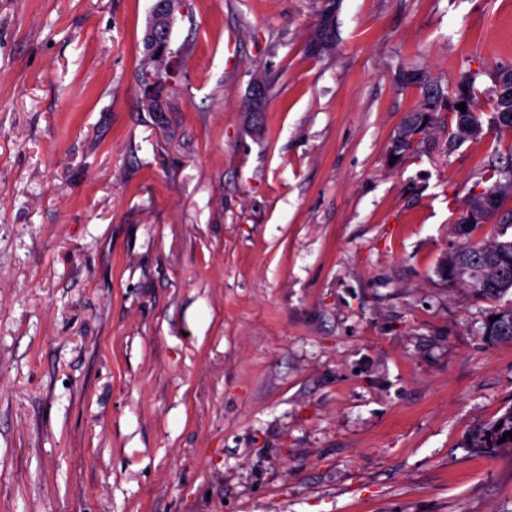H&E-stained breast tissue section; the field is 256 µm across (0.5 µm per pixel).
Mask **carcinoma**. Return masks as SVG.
I'll return each mask as SVG.
<instances>
[{
	"label": "carcinoma",
	"instance_id": "cac0c4a2",
	"mask_svg": "<svg viewBox=\"0 0 512 512\" xmlns=\"http://www.w3.org/2000/svg\"><path fill=\"white\" fill-rule=\"evenodd\" d=\"M336 13V0H324L322 12L315 33L311 37L307 51L312 55H321L333 45V24ZM149 37L143 38L144 59L137 70L138 84L146 81V70L157 68L160 63L153 59L149 47ZM505 73L501 72L495 79V85L489 89L493 100L492 113L489 120H483V113L476 107V89L474 76L461 77L455 87L444 91L432 82L425 71L414 66L401 70V79L406 85H415L421 90L419 106L407 117L404 125L411 133L419 135L414 141L402 138L400 132L392 137V153L402 157L409 152L418 150L433 129L435 113L444 109L456 117L455 126L448 129V146L461 142L460 125L470 121L477 126H488L500 136H512V120L500 122L498 115L506 107H512V99L500 95L498 83L503 81ZM466 102L471 111H458L457 104ZM504 181H498L488 189L492 202L488 213L498 212L508 196H512V170H501ZM438 272L445 278L466 291H471L483 299L495 303L492 315L495 321L485 324L483 336L491 343L512 342V305L499 304L508 292L512 291V239H493L478 245H462L446 253L438 267ZM512 430V408L487 427L478 431L475 440L479 447L490 455L496 454L500 448H512V439L503 437V433ZM505 442H499V439Z\"/></svg>",
	"mask_w": 512,
	"mask_h": 512
}]
</instances>
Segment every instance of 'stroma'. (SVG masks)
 Listing matches in <instances>:
<instances>
[{
	"mask_svg": "<svg viewBox=\"0 0 512 512\" xmlns=\"http://www.w3.org/2000/svg\"><path fill=\"white\" fill-rule=\"evenodd\" d=\"M153 5L0 0V512H512V343L437 272L512 137L391 154L401 64L491 112L512 0H338L324 56L323 0H188L160 112ZM335 13L336 1L325 0L315 33L311 37L307 46V51L311 55L319 56L328 49H331L333 45V24ZM152 17H153V14L151 13L148 24L150 23V20ZM148 24L146 26L145 35L143 38L144 59L142 60L140 67L138 68L137 73H136L138 86H140L141 84L144 85V82L147 79V77L145 75L146 70H153V69L159 67L160 65H163L168 60V58L172 57L173 54L175 53L171 46V38H170L169 28L162 27L163 31L168 33L169 40H167L166 35L159 33L155 36V41H154V31L158 28V26H155L153 28V31L151 34V39H152L153 45L156 44L159 49L155 51L154 58L157 59L158 61H160L161 63H159L153 59V54L151 52V48L149 47V41L151 39L148 37V33H147ZM150 67L152 69H149ZM498 424H501V427L496 429ZM510 430H512V408L490 425L479 430L475 440L479 448H483L486 453L494 455L499 448H512V440L508 436L505 438V442L498 443V440L503 437V433Z\"/></svg>",
	"mask_w": 512,
	"mask_h": 512,
	"instance_id": "1",
	"label": "stroma"
}]
</instances>
